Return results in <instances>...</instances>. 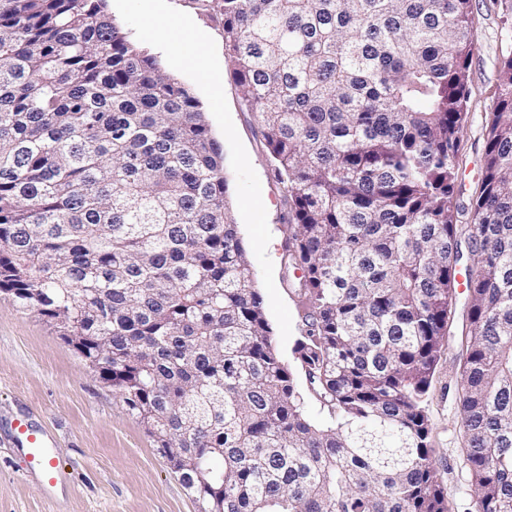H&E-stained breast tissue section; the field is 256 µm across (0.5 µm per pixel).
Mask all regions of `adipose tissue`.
<instances>
[{"label": "adipose tissue", "instance_id": "ef3b65f1", "mask_svg": "<svg viewBox=\"0 0 512 512\" xmlns=\"http://www.w3.org/2000/svg\"><path fill=\"white\" fill-rule=\"evenodd\" d=\"M165 0H141V7L148 20L164 19L165 33L164 44L167 53L176 59H191L194 65L200 69L202 79L212 90L211 105L213 108H221L222 95L218 88L220 69L217 61H202L200 56H192L188 53L187 38L190 22L185 18L171 17L166 13Z\"/></svg>", "mask_w": 512, "mask_h": 512}]
</instances>
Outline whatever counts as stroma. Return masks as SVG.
<instances>
[{"instance_id": "obj_1", "label": "stroma", "mask_w": 512, "mask_h": 512, "mask_svg": "<svg viewBox=\"0 0 512 512\" xmlns=\"http://www.w3.org/2000/svg\"><path fill=\"white\" fill-rule=\"evenodd\" d=\"M112 16L130 37L154 55L162 69L189 86L201 104L210 93L189 65L173 61L158 36L148 35L147 18L136 0H111ZM174 15L192 18L199 53L213 57L222 77L223 107L206 112L223 148L226 197L253 266L254 286L284 360L304 333L303 308L288 266L291 226L286 192L270 165L256 113L243 111L220 28L190 8L167 0ZM477 49L469 68V100L459 153L462 191L456 202L469 215L482 177L486 128L497 102L500 63L512 46V26L502 18L501 0H471ZM467 324V307L457 301L448 326L449 343L424 402L430 444L437 452L450 512H477L463 451L460 416L461 363L455 343ZM22 417L51 438L64 466L62 482L47 486L24 475L21 446L11 422ZM0 512H198L192 494L120 395L102 381L53 327L18 308L0 293Z\"/></svg>"}]
</instances>
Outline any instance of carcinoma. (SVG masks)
<instances>
[{"label": "carcinoma", "mask_w": 512, "mask_h": 512, "mask_svg": "<svg viewBox=\"0 0 512 512\" xmlns=\"http://www.w3.org/2000/svg\"><path fill=\"white\" fill-rule=\"evenodd\" d=\"M190 3L286 188L295 365L200 101L107 0H0V292L112 384L199 512H449L423 401L466 234L471 492L512 512V49L464 226L471 0Z\"/></svg>", "instance_id": "carcinoma-1"}]
</instances>
